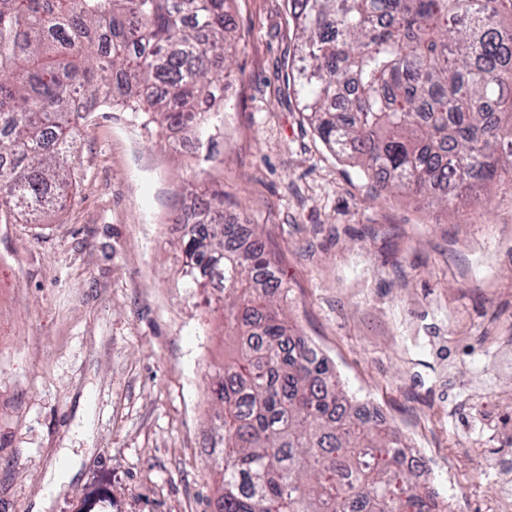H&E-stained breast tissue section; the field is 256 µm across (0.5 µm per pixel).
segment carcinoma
<instances>
[{"mask_svg": "<svg viewBox=\"0 0 512 512\" xmlns=\"http://www.w3.org/2000/svg\"><path fill=\"white\" fill-rule=\"evenodd\" d=\"M293 83L323 143L386 190L465 202L512 188V0H288ZM227 0H0V223L55 208L99 104L208 131L224 105ZM119 74L113 82L104 74ZM218 220L181 242L187 287L224 284L215 512H448L398 430L340 389L278 301L261 233Z\"/></svg>", "mask_w": 512, "mask_h": 512, "instance_id": "carcinoma-1", "label": "carcinoma"}]
</instances>
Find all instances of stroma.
Masks as SVG:
<instances>
[{
	"label": "stroma",
	"mask_w": 512,
	"mask_h": 512,
	"mask_svg": "<svg viewBox=\"0 0 512 512\" xmlns=\"http://www.w3.org/2000/svg\"><path fill=\"white\" fill-rule=\"evenodd\" d=\"M234 41L214 148L184 153L140 112L79 127L73 184L35 223L0 224V512H212L200 453L221 412L218 304L181 278L184 213L224 192V220L261 225L288 286L280 304L344 390L426 448L455 512H487L512 456V188L460 209L418 206L336 158L289 87L286 0H232ZM483 405L490 447L462 425Z\"/></svg>",
	"instance_id": "35a3bbf8"
}]
</instances>
